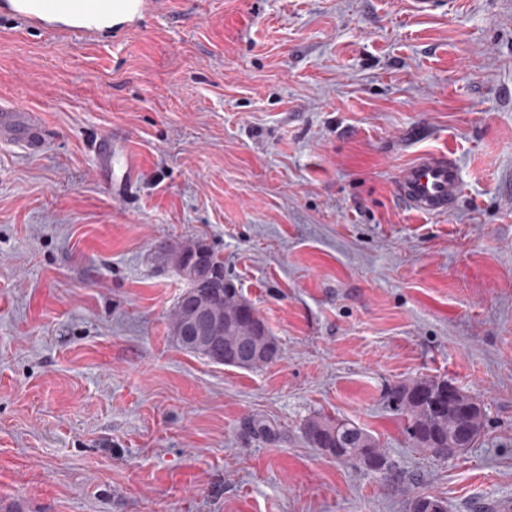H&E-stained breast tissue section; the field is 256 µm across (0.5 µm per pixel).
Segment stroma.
Here are the masks:
<instances>
[{
	"label": "stroma",
	"instance_id": "35a3bbf8",
	"mask_svg": "<svg viewBox=\"0 0 512 512\" xmlns=\"http://www.w3.org/2000/svg\"><path fill=\"white\" fill-rule=\"evenodd\" d=\"M11 100L47 146L0 147V512L512 507V0H163L95 43L0 9ZM114 130L141 160L123 198L89 151ZM424 151L461 167L447 213L395 194ZM199 239L277 361L169 336L186 283L154 248ZM425 376L485 412L446 460L386 402ZM318 413L370 431L391 470L309 447Z\"/></svg>",
	"mask_w": 512,
	"mask_h": 512
}]
</instances>
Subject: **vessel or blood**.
<instances>
[{
  "label": "vessel or blood",
  "instance_id": "1",
  "mask_svg": "<svg viewBox=\"0 0 512 512\" xmlns=\"http://www.w3.org/2000/svg\"><path fill=\"white\" fill-rule=\"evenodd\" d=\"M7 10L27 27L58 28L65 36L95 42L101 38V22L112 21L116 35L139 26L150 0H9ZM0 144L28 155L42 153L47 140L38 110L18 100L0 103ZM90 152L108 191L117 197L130 194L139 177V161L125 137L105 133L91 143ZM462 189L458 163L439 151L417 155L396 176L399 198L422 214L445 213Z\"/></svg>",
  "mask_w": 512,
  "mask_h": 512
}]
</instances>
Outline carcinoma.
Returning a JSON list of instances; mask_svg holds the SVG:
<instances>
[{"mask_svg":"<svg viewBox=\"0 0 512 512\" xmlns=\"http://www.w3.org/2000/svg\"><path fill=\"white\" fill-rule=\"evenodd\" d=\"M168 250L176 251L184 260H201L207 269L221 274L216 293L224 306V335L216 337L210 349L201 353L202 357L214 364L244 370L258 369L280 358L279 345L269 327L234 282L222 277L224 260L212 247L202 240L189 247L177 248L167 243L156 246V252L163 258ZM194 294L195 289H186L175 306L169 332L178 343L181 337L175 335V328L181 322L183 308ZM447 394L448 380L438 377L399 383L387 393L389 401L404 417L405 432L413 447L438 459L456 453L459 426L464 424L472 429L470 441L473 442L484 424L483 409L462 416L453 403L445 400ZM302 435L310 447L342 463L379 473L388 468L377 439L353 421L316 414L304 422ZM437 508L448 512L445 501L431 496L418 495L407 504L408 512H435Z\"/></svg>","mask_w":512,"mask_h":512,"instance_id":"1","label":"carcinoma"}]
</instances>
